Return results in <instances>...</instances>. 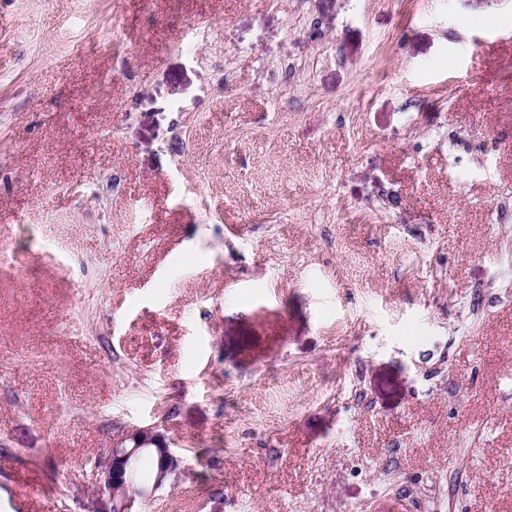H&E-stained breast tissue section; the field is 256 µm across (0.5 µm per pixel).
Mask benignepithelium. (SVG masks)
<instances>
[{"label":"benign epithelium","instance_id":"1","mask_svg":"<svg viewBox=\"0 0 512 512\" xmlns=\"http://www.w3.org/2000/svg\"><path fill=\"white\" fill-rule=\"evenodd\" d=\"M154 449L158 457V471L149 489L141 490V495H150L161 488L176 471L178 460L169 447L165 436L154 427L135 428L112 438L108 465L101 471L100 487L109 491L112 498L120 502L116 512H129L131 498L127 496L130 485V471L139 455Z\"/></svg>","mask_w":512,"mask_h":512}]
</instances>
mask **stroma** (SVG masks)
Listing matches in <instances>:
<instances>
[{
    "label": "stroma",
    "mask_w": 512,
    "mask_h": 512,
    "mask_svg": "<svg viewBox=\"0 0 512 512\" xmlns=\"http://www.w3.org/2000/svg\"><path fill=\"white\" fill-rule=\"evenodd\" d=\"M506 203L512 0H0V512H512ZM110 448L108 465L101 471L98 482L100 487L112 494L114 501L118 499L120 502V508L116 512L130 510L131 498L126 494L131 483L130 471L133 463L143 451L150 450V448L156 451L157 456L155 453H145L144 455L152 458L155 475L156 473L157 475L150 490L140 491L142 496L151 495L161 488L178 466V460L165 436L154 427L135 428L121 435L113 436Z\"/></svg>",
    "instance_id": "1"
}]
</instances>
